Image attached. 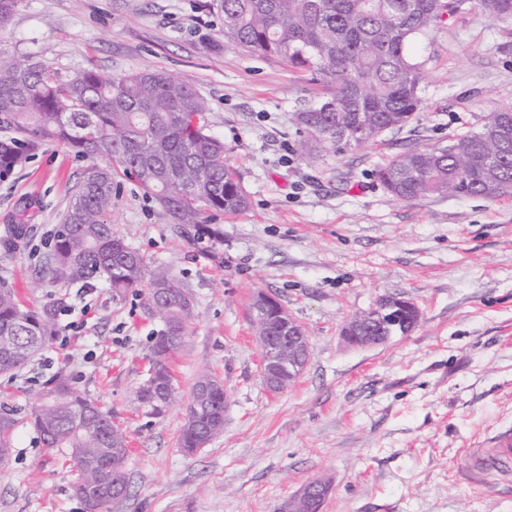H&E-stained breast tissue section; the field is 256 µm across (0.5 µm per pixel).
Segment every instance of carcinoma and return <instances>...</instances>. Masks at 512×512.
<instances>
[{"mask_svg":"<svg viewBox=\"0 0 512 512\" xmlns=\"http://www.w3.org/2000/svg\"><path fill=\"white\" fill-rule=\"evenodd\" d=\"M224 43L274 55L323 87L297 113L298 149L338 153L412 122L421 105L427 59L413 46L472 9L512 22V0H213ZM207 100L173 75L139 70L112 77L95 67L63 76L54 61L16 56L0 61V179L12 175L46 142H59L91 161L78 181L66 223L52 237L34 287H62L103 278L115 294L141 289L142 309L167 327L155 337L152 367L134 400L163 410L171 358L194 315L192 293L162 266L150 264L106 223L117 184L112 164L154 194L175 224H200L206 211L237 215L249 196L228 163L224 141L205 123ZM385 193L412 202L453 194L489 200L512 194V108L491 113L481 127L446 145L411 148L376 171ZM56 335L51 310L25 308L0 289V375L27 364ZM178 445L197 448L199 432L224 431V382L199 377ZM31 423L47 449L79 448L81 470L97 473L84 492L97 512L112 486L127 483L125 431L112 415L59 374L43 390ZM17 419L0 414V461L9 457Z\"/></svg>","mask_w":512,"mask_h":512,"instance_id":"obj_1","label":"carcinoma"}]
</instances>
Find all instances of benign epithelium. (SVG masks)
Segmentation results:
<instances>
[{"instance_id": "1", "label": "benign epithelium", "mask_w": 512, "mask_h": 512, "mask_svg": "<svg viewBox=\"0 0 512 512\" xmlns=\"http://www.w3.org/2000/svg\"><path fill=\"white\" fill-rule=\"evenodd\" d=\"M277 309L286 335L268 336L259 318ZM256 339L260 345V377L267 391L279 395L302 374L309 360L310 338L303 326L274 297L257 293L252 302ZM421 311L408 300L385 296L375 307L351 317L342 327L345 341L354 347L372 348L384 345L396 337L405 336L419 324ZM319 496L312 497L302 489L288 499L289 512H319L320 502L328 495L326 482L316 485Z\"/></svg>"}]
</instances>
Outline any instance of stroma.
Instances as JSON below:
<instances>
[{"label": "stroma", "mask_w": 512, "mask_h": 512, "mask_svg": "<svg viewBox=\"0 0 512 512\" xmlns=\"http://www.w3.org/2000/svg\"><path fill=\"white\" fill-rule=\"evenodd\" d=\"M211 0H19L0 58L50 56L61 74L159 70L209 103L250 207L173 223L132 177L117 175L107 221L196 301L172 361L177 396L161 419L133 396L153 336L135 292L94 279L34 290L47 242L64 222L86 159L49 142L0 181V287L51 308L41 354L0 376L17 410L0 462V512H86L66 448H43L30 423L44 386L66 373L110 411L130 451L129 491L107 512H280L315 479L322 512H512V481L471 482L462 450L512 427V195L389 200L375 172L411 147L448 142L512 107V26L473 10L434 31L422 105L399 131L341 154L297 151L296 114L321 89L287 60L228 46ZM274 295L310 336L309 362L279 395L264 387L251 303ZM391 294L422 311L410 334L354 348L344 322ZM230 394L224 431L189 455L178 436L200 374Z\"/></svg>", "instance_id": "stroma-1"}]
</instances>
